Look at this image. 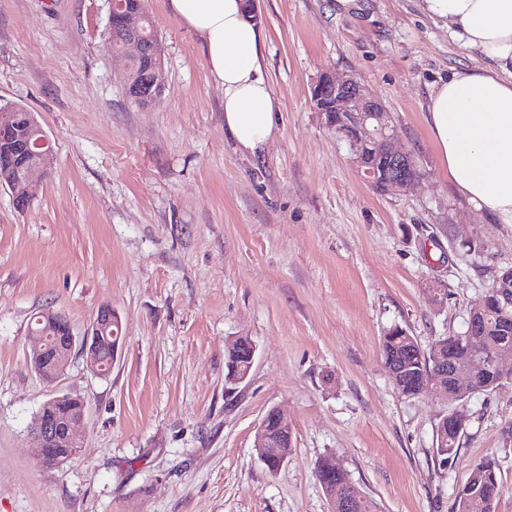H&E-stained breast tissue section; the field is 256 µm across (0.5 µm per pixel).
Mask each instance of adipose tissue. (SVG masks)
<instances>
[{
    "mask_svg": "<svg viewBox=\"0 0 512 512\" xmlns=\"http://www.w3.org/2000/svg\"><path fill=\"white\" fill-rule=\"evenodd\" d=\"M201 39L224 91V129L256 151L274 134L276 100L263 71L262 33L242 0H169ZM481 67L455 71L427 103L430 139L449 182L478 210L512 224V0H422Z\"/></svg>",
    "mask_w": 512,
    "mask_h": 512,
    "instance_id": "ef3b65f1",
    "label": "adipose tissue"
}]
</instances>
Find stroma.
Returning a JSON list of instances; mask_svg holds the SVG:
<instances>
[{"mask_svg": "<svg viewBox=\"0 0 512 512\" xmlns=\"http://www.w3.org/2000/svg\"><path fill=\"white\" fill-rule=\"evenodd\" d=\"M144 5L163 90L142 108L106 40L107 0H0V106L33 112L52 150L26 209L0 185V512H330L314 472L326 456L377 512H456V488L489 455L496 512H512V384L468 400L443 466L449 405L400 395L381 353L396 325L424 348L464 332L512 266V224L456 192L425 123L433 85L471 52L421 0H260L279 114L251 154L224 132L198 35L168 0ZM329 68L386 105L421 172L409 192L377 194L313 109ZM106 304L120 360L100 377L73 352L48 386L30 365L33 315L61 311L80 335ZM241 334L256 358L229 394L224 347ZM62 394L87 405L83 446L48 466L30 426ZM273 407L294 431L274 474L253 448ZM511 284V286H510ZM498 288H503L510 290L512 289V269L508 268L502 271V275L498 277L497 281L491 286V288L486 292L481 304L474 308L470 312L469 316V325L470 327L473 325H477L479 323L480 312L486 306V303L490 301L493 297H496L498 294H501V291Z\"/></svg>", "mask_w": 512, "mask_h": 512, "instance_id": "obj_1", "label": "stroma"}]
</instances>
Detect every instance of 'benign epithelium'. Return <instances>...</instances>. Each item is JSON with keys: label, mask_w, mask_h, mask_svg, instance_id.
<instances>
[{"label": "benign epithelium", "mask_w": 512, "mask_h": 512, "mask_svg": "<svg viewBox=\"0 0 512 512\" xmlns=\"http://www.w3.org/2000/svg\"><path fill=\"white\" fill-rule=\"evenodd\" d=\"M145 9L143 2L135 7L126 0H111L109 27L119 28L126 35L122 53L126 58L143 56L151 66V80L141 85L131 76H125L126 97L139 106L151 104L162 92L160 79L163 47L156 34L145 35ZM310 101L315 111L324 119L326 127L343 135L351 146L352 163L369 185L380 194L404 193L418 180L414 153L399 149L393 144L392 117L386 107L375 98L353 74L336 75L334 70L322 72L311 87ZM29 122L37 128L39 138L24 146L9 142L12 114H0V184L9 186L14 193L16 206L23 210L31 200L29 177L47 165L51 148L34 113H27ZM512 287V269L502 275L486 292L481 304L470 312L469 325L479 323L480 312L486 303L500 294V289ZM43 328L35 331V346L30 364L35 373L47 384H53L63 372L76 344V337L66 315L53 309H43L38 314ZM112 347V359L105 363L101 347ZM80 351L88 368L101 376L107 375L121 356L124 347L122 324L118 313L109 305L101 306L90 327L83 334ZM256 344L248 336H238L226 347L228 373L226 382L236 386L249 376L256 357ZM504 350L492 345L481 350L463 368L448 364L443 354H438V368L418 378L407 372L399 354L384 357L394 388L400 392L411 389L418 396L428 386L443 401L448 396L468 392L476 378L489 369L499 375V382L512 380V372L502 368ZM86 415L83 400L71 395L54 396L47 400L36 414L31 432L39 444L42 459L60 464L75 456L81 448V439L75 425ZM293 432L288 419L276 408L270 409L258 425L254 448L258 457L271 472L277 471L288 459L292 448ZM327 499L334 512H357L362 490L346 493L335 484H323Z\"/></svg>", "instance_id": "benign-epithelium-1"}]
</instances>
